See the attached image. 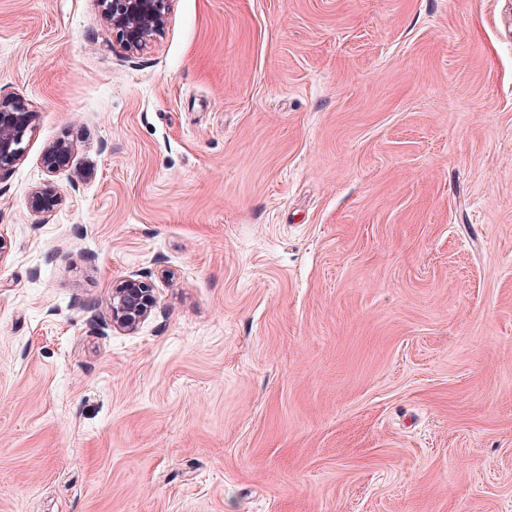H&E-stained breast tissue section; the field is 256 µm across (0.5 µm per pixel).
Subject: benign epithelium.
I'll list each match as a JSON object with an SVG mask.
<instances>
[{
	"label": "benign epithelium",
	"instance_id": "obj_1",
	"mask_svg": "<svg viewBox=\"0 0 512 512\" xmlns=\"http://www.w3.org/2000/svg\"><path fill=\"white\" fill-rule=\"evenodd\" d=\"M99 4L104 18L119 35L120 45L128 53L143 50L165 30L169 0H99ZM35 119V112L22 98L0 101V172L25 157V138L33 131ZM70 152L71 146L65 141L48 146L43 158L47 171L57 172L59 159ZM54 202L55 195L46 186L31 192L28 206L32 213L41 214L49 211ZM156 303L155 288L146 276L131 272L116 278L109 297L113 328L128 334L135 332Z\"/></svg>",
	"mask_w": 512,
	"mask_h": 512
}]
</instances>
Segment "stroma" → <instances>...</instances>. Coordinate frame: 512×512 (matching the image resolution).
<instances>
[{
    "mask_svg": "<svg viewBox=\"0 0 512 512\" xmlns=\"http://www.w3.org/2000/svg\"><path fill=\"white\" fill-rule=\"evenodd\" d=\"M16 95L0 512H512V0H0ZM128 53L143 50L165 30L169 0H98ZM156 303L155 288L147 276L131 272L116 278L109 297L113 328L134 333L148 318Z\"/></svg>",
    "mask_w": 512,
    "mask_h": 512,
    "instance_id": "obj_1",
    "label": "stroma"
}]
</instances>
